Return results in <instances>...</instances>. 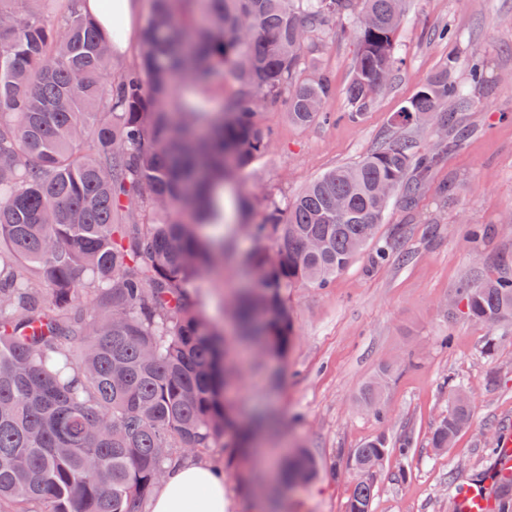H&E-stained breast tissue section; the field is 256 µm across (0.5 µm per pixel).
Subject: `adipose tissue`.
<instances>
[{"mask_svg":"<svg viewBox=\"0 0 512 512\" xmlns=\"http://www.w3.org/2000/svg\"><path fill=\"white\" fill-rule=\"evenodd\" d=\"M150 512H228L224 477L210 464L183 461L169 470Z\"/></svg>","mask_w":512,"mask_h":512,"instance_id":"obj_1","label":"adipose tissue"}]
</instances>
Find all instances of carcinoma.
<instances>
[{
  "instance_id": "cac0c4a2",
  "label": "carcinoma",
  "mask_w": 512,
  "mask_h": 512,
  "mask_svg": "<svg viewBox=\"0 0 512 512\" xmlns=\"http://www.w3.org/2000/svg\"><path fill=\"white\" fill-rule=\"evenodd\" d=\"M82 2L0 0V512H143L179 461L173 449L252 447L256 423H237L226 397L224 332L196 290L203 275L223 280L227 252L211 233L221 204L204 188L268 152L259 102L284 100L302 127L327 117L336 86L307 54L353 0H205L204 25L200 0H152L139 61L122 71V22L109 37ZM406 3L362 0L369 24L353 26L350 109L337 118L358 119L390 83ZM454 65L402 107L401 125L457 127L444 104L469 100ZM226 70L242 92L225 111L169 108L175 78L206 88ZM438 160L390 141L268 201L249 225L257 245L237 258L255 274L230 300L238 335L262 352L288 347V289L324 287L347 268L382 221L381 188L412 200ZM455 301L468 320L512 321V275L466 284ZM361 400L383 415L379 383ZM470 415L457 384L430 447L449 448ZM390 452L380 435L348 455L346 512H371ZM283 469L303 484L319 464L301 448ZM493 512H512V478Z\"/></svg>"
}]
</instances>
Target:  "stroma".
<instances>
[{
    "instance_id": "obj_1",
    "label": "stroma",
    "mask_w": 512,
    "mask_h": 512,
    "mask_svg": "<svg viewBox=\"0 0 512 512\" xmlns=\"http://www.w3.org/2000/svg\"><path fill=\"white\" fill-rule=\"evenodd\" d=\"M353 20H329L312 37L311 57L334 80L336 94L325 106L345 112V88L355 62ZM400 65L391 85L358 122H289L283 103L258 108L260 121L275 134L272 149L226 181L219 231L243 252L253 239L238 210L249 199L261 213L269 199L287 201L323 172L358 162L381 143L411 139L420 152L441 142L432 126L396 125L395 119L427 80L456 58V81L468 86L474 105L457 110L469 135L431 173L420 197L395 194L378 226L375 245L390 244L396 225L406 227L400 249L408 262L373 263L362 254L330 287L290 289L288 306L295 336L284 355L251 357L235 335L227 309L241 274L227 268L223 285L197 283L208 317L224 331L239 372L228 397L246 420L276 421L262 430L260 445L306 449L321 465L316 481L288 491L283 512H345L352 476L345 453L372 439L410 436L412 452L386 458L376 476L372 512H448V481L474 483L492 471L490 422L512 424V322H473L451 310L457 288L468 280L500 274L512 256V0H409L396 31ZM483 63V81L470 83L467 63ZM241 90L232 73L200 89L182 83L183 100L220 112ZM453 183L452 195L440 191ZM488 224L492 234L473 239L470 229ZM383 380L385 417L361 409L367 383ZM461 381L472 403L471 424L447 452L429 447L439 420L448 414V386ZM199 461L223 473L229 512H253L239 485L242 470L266 477L260 459L242 464L228 448L198 453Z\"/></svg>"
}]
</instances>
